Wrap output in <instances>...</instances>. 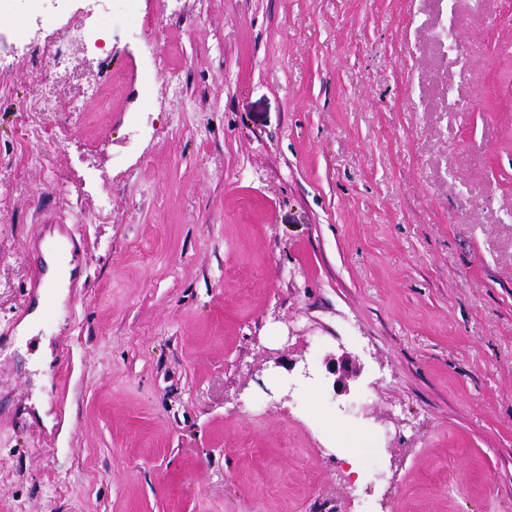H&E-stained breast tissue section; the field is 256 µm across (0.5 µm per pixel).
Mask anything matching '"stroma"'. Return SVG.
<instances>
[{
  "label": "stroma",
  "mask_w": 512,
  "mask_h": 512,
  "mask_svg": "<svg viewBox=\"0 0 512 512\" xmlns=\"http://www.w3.org/2000/svg\"><path fill=\"white\" fill-rule=\"evenodd\" d=\"M455 18L452 68L439 0H113L65 70L14 61L0 512H512V0ZM42 83L66 111H20ZM449 14L447 23L444 25L445 30L438 33L437 38L444 45L443 57L449 66H456L459 63L457 41L455 36V17H454V0H448ZM326 368L329 373L335 375L334 389L341 388L344 392H347V382L351 378L355 377L356 368L353 365V361L346 355L336 357V355H329L326 358Z\"/></svg>",
  "instance_id": "1"
}]
</instances>
